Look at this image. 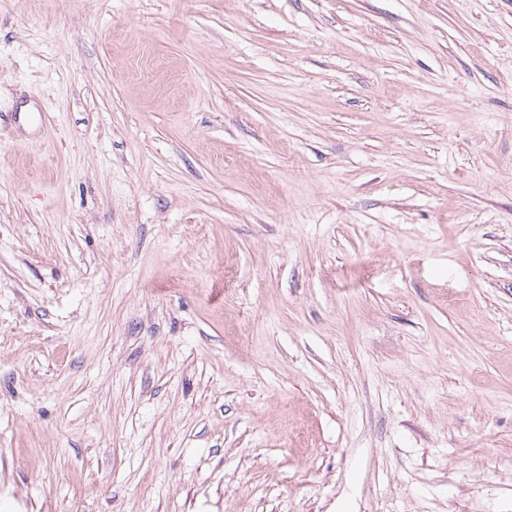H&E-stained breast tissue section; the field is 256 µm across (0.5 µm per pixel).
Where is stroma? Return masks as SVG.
I'll use <instances>...</instances> for the list:
<instances>
[{"mask_svg":"<svg viewBox=\"0 0 512 512\" xmlns=\"http://www.w3.org/2000/svg\"><path fill=\"white\" fill-rule=\"evenodd\" d=\"M0 512H512V0H0Z\"/></svg>","mask_w":512,"mask_h":512,"instance_id":"stroma-1","label":"stroma"}]
</instances>
